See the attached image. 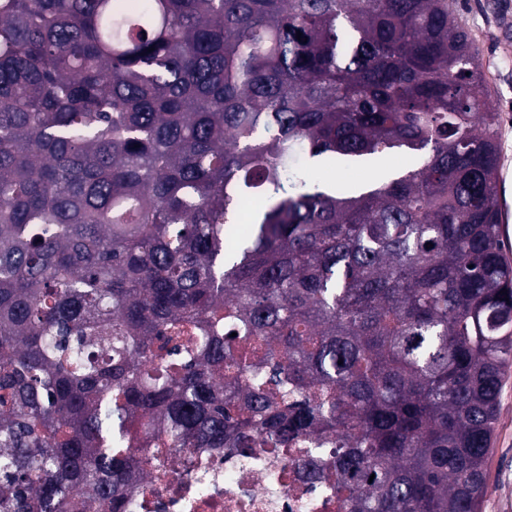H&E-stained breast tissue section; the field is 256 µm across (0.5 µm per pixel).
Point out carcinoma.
Returning a JSON list of instances; mask_svg holds the SVG:
<instances>
[{
  "mask_svg": "<svg viewBox=\"0 0 512 512\" xmlns=\"http://www.w3.org/2000/svg\"><path fill=\"white\" fill-rule=\"evenodd\" d=\"M400 148L354 191L311 175ZM500 159L448 0H0V512L122 499L142 418L306 438L342 512H480Z\"/></svg>",
  "mask_w": 512,
  "mask_h": 512,
  "instance_id": "cac0c4a2",
  "label": "carcinoma"
}]
</instances>
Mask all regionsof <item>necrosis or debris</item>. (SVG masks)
Returning a JSON list of instances; mask_svg holds the SVG:
<instances>
[{"mask_svg": "<svg viewBox=\"0 0 512 512\" xmlns=\"http://www.w3.org/2000/svg\"><path fill=\"white\" fill-rule=\"evenodd\" d=\"M130 443L133 455L145 461L146 475L122 502V512H339L328 486L301 472L303 441L284 455L259 439L241 455L174 451L134 426Z\"/></svg>", "mask_w": 512, "mask_h": 512, "instance_id": "necrosis-or-debris-1", "label": "necrosis or debris"}]
</instances>
